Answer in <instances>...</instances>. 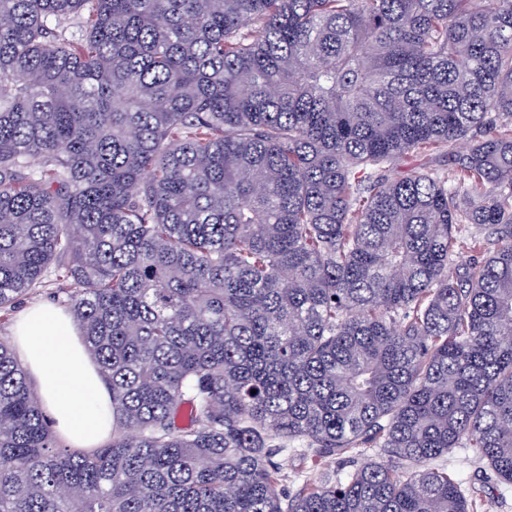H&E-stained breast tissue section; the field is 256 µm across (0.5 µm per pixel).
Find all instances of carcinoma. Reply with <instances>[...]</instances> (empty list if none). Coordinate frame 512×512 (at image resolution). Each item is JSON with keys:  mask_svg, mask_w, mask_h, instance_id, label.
<instances>
[{"mask_svg": "<svg viewBox=\"0 0 512 512\" xmlns=\"http://www.w3.org/2000/svg\"><path fill=\"white\" fill-rule=\"evenodd\" d=\"M52 262L112 438L0 339V512H474L434 461L512 484V0H0V311ZM314 448L375 454L282 492Z\"/></svg>", "mask_w": 512, "mask_h": 512, "instance_id": "cac0c4a2", "label": "carcinoma"}]
</instances>
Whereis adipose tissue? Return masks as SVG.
I'll return each mask as SVG.
<instances>
[{
    "label": "adipose tissue",
    "mask_w": 512,
    "mask_h": 512,
    "mask_svg": "<svg viewBox=\"0 0 512 512\" xmlns=\"http://www.w3.org/2000/svg\"><path fill=\"white\" fill-rule=\"evenodd\" d=\"M13 336L56 433L72 448L101 445L112 433V397L73 318L44 303L24 311Z\"/></svg>",
    "instance_id": "ef3b65f1"
}]
</instances>
